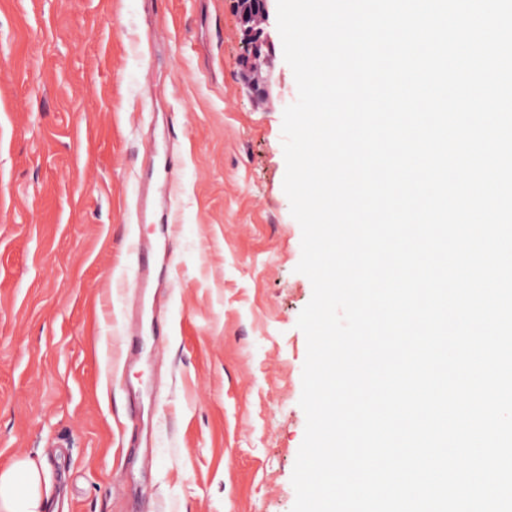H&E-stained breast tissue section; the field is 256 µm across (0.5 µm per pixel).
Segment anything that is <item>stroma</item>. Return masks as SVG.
Returning a JSON list of instances; mask_svg holds the SVG:
<instances>
[{
	"label": "stroma",
	"mask_w": 512,
	"mask_h": 512,
	"mask_svg": "<svg viewBox=\"0 0 512 512\" xmlns=\"http://www.w3.org/2000/svg\"><path fill=\"white\" fill-rule=\"evenodd\" d=\"M269 31L257 101L234 0H0V469L49 512H291L312 284ZM142 208L177 224L146 303ZM145 308L167 348L123 365ZM39 465L28 457L18 458L0 472L1 512H48Z\"/></svg>",
	"instance_id": "obj_1"
}]
</instances>
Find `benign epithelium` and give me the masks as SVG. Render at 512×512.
I'll return each mask as SVG.
<instances>
[{
	"mask_svg": "<svg viewBox=\"0 0 512 512\" xmlns=\"http://www.w3.org/2000/svg\"><path fill=\"white\" fill-rule=\"evenodd\" d=\"M272 2L274 0H236V9L243 26V38L237 60L240 73L250 93L254 96L269 94V80L263 75L256 61L271 49L267 33Z\"/></svg>",
	"mask_w": 512,
	"mask_h": 512,
	"instance_id": "obj_1",
	"label": "benign epithelium"
}]
</instances>
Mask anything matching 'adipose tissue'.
<instances>
[{
	"instance_id": "obj_1",
	"label": "adipose tissue",
	"mask_w": 512,
	"mask_h": 512,
	"mask_svg": "<svg viewBox=\"0 0 512 512\" xmlns=\"http://www.w3.org/2000/svg\"><path fill=\"white\" fill-rule=\"evenodd\" d=\"M39 465L27 457L18 458L0 471V512H48Z\"/></svg>"
}]
</instances>
